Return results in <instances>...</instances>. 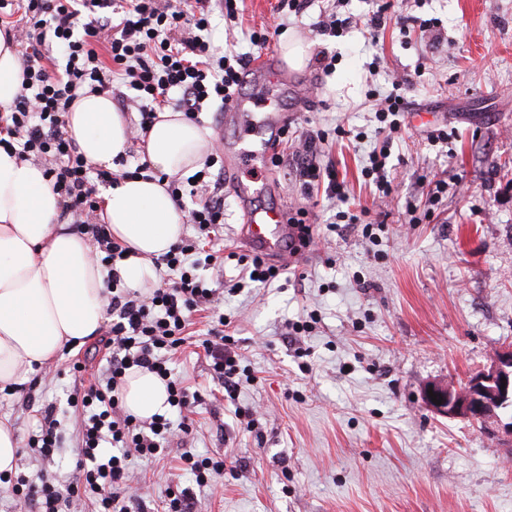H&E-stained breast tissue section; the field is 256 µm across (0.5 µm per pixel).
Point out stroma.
<instances>
[{"instance_id":"35a3bbf8","label":"stroma","mask_w":512,"mask_h":512,"mask_svg":"<svg viewBox=\"0 0 512 512\" xmlns=\"http://www.w3.org/2000/svg\"><path fill=\"white\" fill-rule=\"evenodd\" d=\"M276 4L244 0L236 25L216 2L211 40L244 51L245 29L281 24L309 43L311 60L288 73L297 96L271 94L329 132L319 161L334 162L354 205L370 208L376 237L359 224L332 229L340 203L305 194L288 167L271 169L270 190L247 203L226 198L225 278L249 252L240 237L247 206L311 210L321 250L271 286L249 283L218 301L254 377L235 400L211 376L206 320L193 315L190 337L169 360L202 395L183 448L233 461L201 488L175 455L134 462L133 483L152 490L135 512H163V491L176 485L194 488L195 512H512V412L487 435L469 420L434 416L421 400L429 382H464L512 344V0H398L375 42L367 24L380 0H315L302 21ZM332 13L352 20L342 37L311 27ZM322 52L336 56L332 72L316 63ZM396 90L410 108L387 163L393 192L382 198L361 170L382 142L374 104ZM339 125L347 137L334 136ZM438 128L449 129L448 141L430 142ZM439 180L448 192L435 220L410 223L407 206L425 209ZM309 318L310 333L290 335ZM75 359L89 380L108 368L94 339L0 394V416L20 440L47 405L61 422L53 461L23 455L18 470L74 469L66 400ZM247 407L258 411L249 430L234 417Z\"/></svg>"}]
</instances>
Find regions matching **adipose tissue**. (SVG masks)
I'll return each mask as SVG.
<instances>
[{
	"label": "adipose tissue",
	"instance_id": "adipose-tissue-1",
	"mask_svg": "<svg viewBox=\"0 0 512 512\" xmlns=\"http://www.w3.org/2000/svg\"><path fill=\"white\" fill-rule=\"evenodd\" d=\"M67 131L91 164L108 170L130 145L128 123L105 95L77 99ZM212 146L207 130L163 110L142 145L148 175L103 191L106 231L130 250L120 263L128 288L144 287L151 258L183 235L185 214L160 174L195 172ZM58 214L59 197L43 167L0 148V392L19 390L63 350L97 335L108 319L106 270L91 238L58 223ZM121 397L129 413L146 419L166 409L168 394L157 375L138 370L127 377Z\"/></svg>",
	"mask_w": 512,
	"mask_h": 512
}]
</instances>
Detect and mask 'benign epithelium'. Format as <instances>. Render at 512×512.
Listing matches in <instances>:
<instances>
[{
	"instance_id": "obj_1",
	"label": "benign epithelium",
	"mask_w": 512,
	"mask_h": 512,
	"mask_svg": "<svg viewBox=\"0 0 512 512\" xmlns=\"http://www.w3.org/2000/svg\"><path fill=\"white\" fill-rule=\"evenodd\" d=\"M441 404L432 402L428 391ZM423 403L432 413L448 419L465 418L484 427L492 426L497 410L512 405V344L496 349L489 367L462 384L434 381L423 390Z\"/></svg>"
}]
</instances>
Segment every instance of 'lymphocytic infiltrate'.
<instances>
[{
    "mask_svg": "<svg viewBox=\"0 0 512 512\" xmlns=\"http://www.w3.org/2000/svg\"><path fill=\"white\" fill-rule=\"evenodd\" d=\"M210 27L209 0H24L20 18L5 29L6 38L21 47L22 82L13 104L0 113V147L42 164L60 199V220L92 236L96 256L108 271L112 318L105 339L112 351L107 377L88 384L85 364L77 360L70 368L74 384L67 404L81 420L73 472L63 478L14 475L9 491L17 505L72 512L87 502L91 512H132L143 491L129 481L131 460L156 458L174 438L192 432L194 403L187 387L173 379L167 356L183 345L193 314L210 310L216 300L212 281L202 279L197 269L224 266L223 249L205 253L200 248L201 237L224 224V153L214 147L196 177H168L172 199L191 201L187 221L196 233L155 258L159 278L145 291H132L118 269L125 247L94 217L102 184L118 185L147 166L138 164L131 172L94 169L68 136L66 117L88 92L115 95L121 109H137L142 132L168 106L192 121L204 106L223 108L242 84L252 57L217 49ZM117 81L125 87L118 95L112 92ZM326 137L322 130L301 133L290 161L304 188L324 185L329 198L345 205V182L317 161ZM224 323L223 314L212 315L202 346L213 378L232 397L241 382L240 355ZM134 369L165 381L167 413L142 420L125 410L120 388Z\"/></svg>",
    "mask_w": 512,
    "mask_h": 512,
    "instance_id": "lymphocytic-infiltrate-1",
    "label": "lymphocytic infiltrate"
}]
</instances>
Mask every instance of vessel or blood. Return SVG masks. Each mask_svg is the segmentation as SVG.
<instances>
[{
  "label": "vessel or blood",
  "mask_w": 512,
  "mask_h": 512,
  "mask_svg": "<svg viewBox=\"0 0 512 512\" xmlns=\"http://www.w3.org/2000/svg\"><path fill=\"white\" fill-rule=\"evenodd\" d=\"M245 80L264 79L277 82L281 74L274 62L269 58H260L252 62L247 68ZM224 112L226 117H238L242 112H256L261 116V124L266 128L270 136L264 140L260 150H241L235 155L229 156L224 164V173L227 181H237L241 170L247 166L261 164L270 165L273 153L277 150L280 141L281 130L291 121L288 113L282 112L279 105L262 99L246 101L233 98L229 101ZM288 213L284 210L246 211L244 224L241 230V238L248 247L272 260L279 265L288 266L295 262L296 256L285 250L283 243L292 233V228L287 223Z\"/></svg>",
  "instance_id": "vessel-or-blood-1"
}]
</instances>
